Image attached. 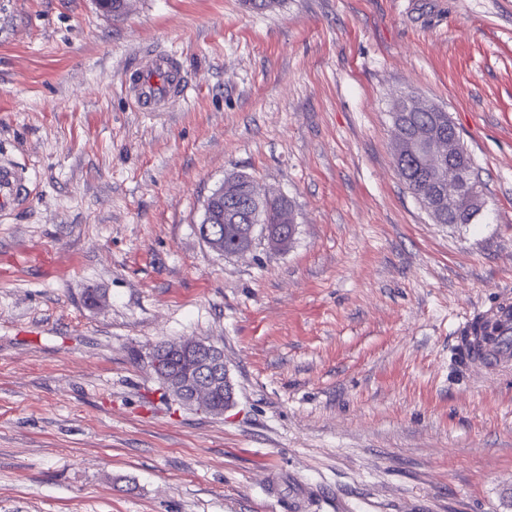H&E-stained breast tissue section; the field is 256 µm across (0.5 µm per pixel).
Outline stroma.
<instances>
[{
    "instance_id": "obj_1",
    "label": "stroma",
    "mask_w": 512,
    "mask_h": 512,
    "mask_svg": "<svg viewBox=\"0 0 512 512\" xmlns=\"http://www.w3.org/2000/svg\"><path fill=\"white\" fill-rule=\"evenodd\" d=\"M158 48L190 88L141 112ZM447 112L485 201L437 224L392 108ZM0 512H512V373L461 375L465 317L512 290V0H0ZM233 173L287 198L288 249L225 256ZM214 343L224 414L156 345ZM28 194L27 178L22 168L10 161H0V211L6 214L23 202Z\"/></svg>"
}]
</instances>
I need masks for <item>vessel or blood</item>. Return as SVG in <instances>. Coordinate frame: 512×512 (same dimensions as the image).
Returning a JSON list of instances; mask_svg holds the SVG:
<instances>
[{
  "instance_id": "b4317fda",
  "label": "vessel or blood",
  "mask_w": 512,
  "mask_h": 512,
  "mask_svg": "<svg viewBox=\"0 0 512 512\" xmlns=\"http://www.w3.org/2000/svg\"><path fill=\"white\" fill-rule=\"evenodd\" d=\"M142 61L127 85L141 111L161 112L185 99L188 83L173 59L149 52ZM27 194L22 168L0 161V211L9 212ZM454 349L461 366L471 371L512 367V293H500L493 303L466 317L457 327Z\"/></svg>"
}]
</instances>
